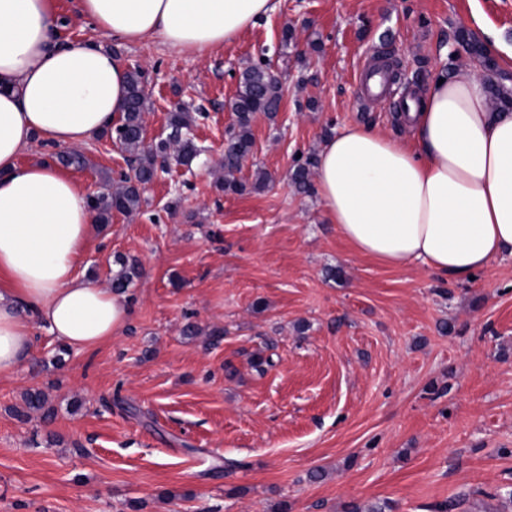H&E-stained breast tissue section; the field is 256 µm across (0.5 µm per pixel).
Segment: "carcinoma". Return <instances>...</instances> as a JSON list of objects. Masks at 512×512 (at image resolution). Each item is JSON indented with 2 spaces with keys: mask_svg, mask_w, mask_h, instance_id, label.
Segmentation results:
<instances>
[{
  "mask_svg": "<svg viewBox=\"0 0 512 512\" xmlns=\"http://www.w3.org/2000/svg\"><path fill=\"white\" fill-rule=\"evenodd\" d=\"M282 99V86L273 79L268 68L253 65L244 69L239 78V90L230 101L229 108L236 117V125L226 139L221 168L224 178L219 187L226 192L240 193L245 185L234 178L239 170L240 159L250 152L252 137L251 122L254 115L263 112L272 117L278 111ZM146 94L144 75L139 70L128 74L127 95L123 109L122 123L113 128L115 137L136 164L137 182L125 178L113 181V189L93 196L89 200L90 209L96 221L108 224L112 212L132 214L139 211L144 203L142 191L153 181L160 166L172 158L178 164L189 165L197 157L198 149L190 137L193 123L191 112L178 109L169 118L170 132L166 138L151 146L144 143L142 115L145 111ZM312 161L306 160L294 169L291 180L296 190L307 192L311 188ZM140 274L135 264L121 263V269L112 276V289L124 292L133 279ZM24 403L30 411H42L47 404L43 391L32 390L24 395Z\"/></svg>",
  "mask_w": 512,
  "mask_h": 512,
  "instance_id": "1",
  "label": "carcinoma"
}]
</instances>
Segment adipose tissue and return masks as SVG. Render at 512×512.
Returning a JSON list of instances; mask_svg holds the SVG:
<instances>
[{
	"instance_id": "adipose-tissue-1",
	"label": "adipose tissue",
	"mask_w": 512,
	"mask_h": 512,
	"mask_svg": "<svg viewBox=\"0 0 512 512\" xmlns=\"http://www.w3.org/2000/svg\"><path fill=\"white\" fill-rule=\"evenodd\" d=\"M274 0H79L97 29L202 56L235 42ZM127 68L92 42L63 39L52 0H0V378L33 346V324L89 350L127 323L122 294L77 271L95 231L80 185L35 140L78 147L121 112ZM406 136L353 124L325 140L315 168L328 223L359 255L418 263L456 281L512 254V111L493 107L472 65L438 69L406 102Z\"/></svg>"
}]
</instances>
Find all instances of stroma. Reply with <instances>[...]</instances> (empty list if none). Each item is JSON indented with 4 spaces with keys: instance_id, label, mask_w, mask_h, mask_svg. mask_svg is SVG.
Returning a JSON list of instances; mask_svg holds the SVG:
<instances>
[{
    "instance_id": "35a3bbf8",
    "label": "stroma",
    "mask_w": 512,
    "mask_h": 512,
    "mask_svg": "<svg viewBox=\"0 0 512 512\" xmlns=\"http://www.w3.org/2000/svg\"><path fill=\"white\" fill-rule=\"evenodd\" d=\"M54 9L64 39L144 72L148 140L166 138L181 102L200 153L146 185L139 214L98 225L78 262L106 286L118 258L137 260L127 326L83 352L35 326L29 359L0 378V512H438L451 500L512 512V256L467 281L384 267L291 182L344 127L395 130L437 68L469 61L458 31L511 46L512 0H277L203 57L117 43L78 0ZM264 60L282 76L281 107L255 114L236 174L246 189L226 193L227 103ZM371 60L396 76L366 100ZM81 152L88 166L67 173L92 195L127 165L105 134ZM190 322L197 335H184ZM34 389L51 419L25 413Z\"/></svg>"
}]
</instances>
